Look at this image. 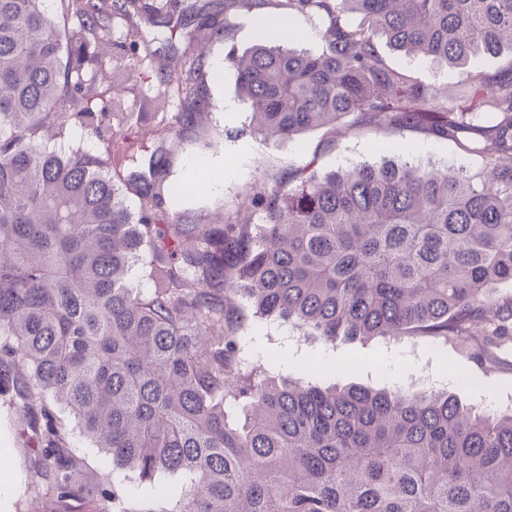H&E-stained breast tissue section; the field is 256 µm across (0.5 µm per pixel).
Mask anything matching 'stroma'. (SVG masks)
Returning a JSON list of instances; mask_svg holds the SVG:
<instances>
[{
	"instance_id": "1",
	"label": "stroma",
	"mask_w": 512,
	"mask_h": 512,
	"mask_svg": "<svg viewBox=\"0 0 512 512\" xmlns=\"http://www.w3.org/2000/svg\"><path fill=\"white\" fill-rule=\"evenodd\" d=\"M253 18V13L237 12L227 40L208 39L202 29L196 35L207 41L209 58L225 56L231 48L242 55L256 42ZM138 30L151 34V42L138 45L133 61L119 62L113 56L115 45L130 42ZM183 32L177 21L167 22L160 16L119 23L99 60L80 76L94 103L116 100L121 111L133 113L139 128L164 131L168 149L164 178L186 188L181 195L166 197L162 210L167 217L189 213L214 224L259 223L260 211L243 206L246 188L257 182L274 185L310 162L322 174L407 158L434 167L470 162L453 144L423 132L355 130L344 122L313 128L287 140L251 136L250 113L239 100L237 72L229 65L218 79L207 66L196 75L194 84L209 97L211 106L186 137H179L181 106L169 95L162 78L170 56L183 54L186 49ZM378 48L391 65L435 86L444 95H454L467 77L465 69L393 50L383 40ZM228 102L234 103V111H225ZM240 308L244 321L241 334L247 349L287 365L293 377L302 376L308 366L315 369L312 382L323 386L358 383L394 388L416 376L430 377L438 387L448 388L462 402L479 409L512 408V346L500 352L499 366L488 373L460 345L433 347L423 341L372 340L342 341L332 347L315 337H293L291 328L257 316L248 303H241ZM54 413L69 434L82 475L115 483L124 496L140 501L155 500L161 488L176 484V477L170 475L142 481L113 473L105 450L81 434L73 415L60 404L55 405ZM1 449L10 457L11 474L0 479V512H60L55 498L29 490L37 458L32 433L19 412L3 398Z\"/></svg>"
}]
</instances>
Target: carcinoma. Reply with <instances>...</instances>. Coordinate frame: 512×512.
<instances>
[{"mask_svg":"<svg viewBox=\"0 0 512 512\" xmlns=\"http://www.w3.org/2000/svg\"><path fill=\"white\" fill-rule=\"evenodd\" d=\"M184 2L0 0V397L25 415L40 406L37 489L95 512H512V410L244 373L238 335L241 298L331 344L419 336L494 368L493 349L512 342V294H498L512 288V63L473 69L448 98L386 63L376 39L465 67L512 48V0ZM270 5L316 20L322 47L260 34L249 53L227 52L255 132L289 139L350 117L424 130L478 168L307 165L295 186L246 191L260 224L168 223L163 200L180 188L159 179L163 134L89 111L77 76L118 18L177 12L227 37L231 14ZM187 39L163 74L184 134L209 107L193 86L206 54ZM76 125L99 154L42 138ZM143 256L147 289L127 283ZM49 396L112 469L183 484L142 503L86 482Z\"/></svg>","mask_w":512,"mask_h":512,"instance_id":"1","label":"carcinoma"}]
</instances>
